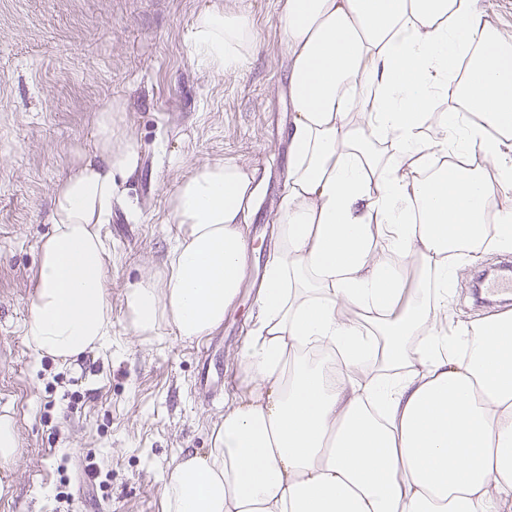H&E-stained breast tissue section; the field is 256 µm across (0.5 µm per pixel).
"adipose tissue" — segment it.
Returning <instances> with one entry per match:
<instances>
[{"label": "adipose tissue", "instance_id": "1", "mask_svg": "<svg viewBox=\"0 0 512 512\" xmlns=\"http://www.w3.org/2000/svg\"><path fill=\"white\" fill-rule=\"evenodd\" d=\"M279 24L294 116L258 326L211 448L166 474L163 512H512V312L451 335L439 324L469 258L512 251V41L472 0H283ZM192 37L219 75L257 47L240 10L202 9ZM440 98L455 109L435 112ZM119 112L97 113L92 155L55 188L36 355L112 345L100 227L140 153ZM258 191L231 161L177 184L162 272L125 292L133 335L223 324Z\"/></svg>", "mask_w": 512, "mask_h": 512}]
</instances>
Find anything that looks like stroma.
<instances>
[{"instance_id": "1", "label": "stroma", "mask_w": 512, "mask_h": 512, "mask_svg": "<svg viewBox=\"0 0 512 512\" xmlns=\"http://www.w3.org/2000/svg\"><path fill=\"white\" fill-rule=\"evenodd\" d=\"M281 0H0V413L19 448L0 466V512H162V481L181 451L211 445L223 397L198 384L219 362L238 384L236 355L257 314L274 248L292 103ZM206 7L247 12L257 50L215 76L193 50ZM124 106L140 164L100 232L108 246L112 348L73 361L35 356L25 337L40 242L58 180L91 154L95 116ZM206 161L248 167L260 184L244 228L239 296L210 335L144 338L126 321L128 284L159 273L175 243L170 192ZM109 477L92 487L88 458Z\"/></svg>"}]
</instances>
